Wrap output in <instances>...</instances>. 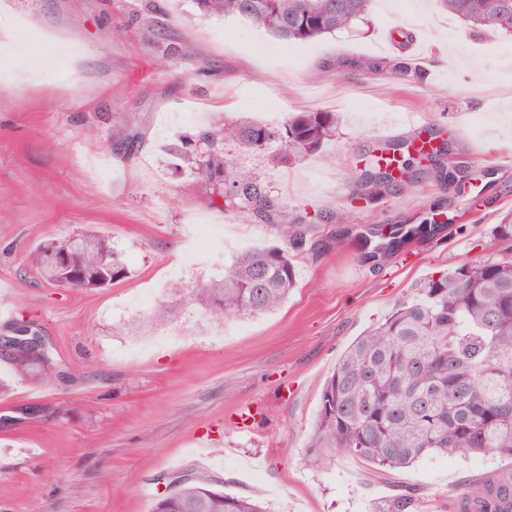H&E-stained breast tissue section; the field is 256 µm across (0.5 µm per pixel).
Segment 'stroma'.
Returning a JSON list of instances; mask_svg holds the SVG:
<instances>
[{
  "mask_svg": "<svg viewBox=\"0 0 512 512\" xmlns=\"http://www.w3.org/2000/svg\"><path fill=\"white\" fill-rule=\"evenodd\" d=\"M0 311L35 320L65 376L48 382L0 357V512H151L175 477L269 504L272 512H459L470 483L512 461L431 454L381 471L335 457L314 467L327 379L345 351L427 274L499 259L493 228L512 211V35L473 30L438 0H376L368 25L308 44L253 22L204 17L191 0H0ZM405 29L412 44L388 40ZM397 59L407 76L374 69ZM341 115L313 157L270 163L229 144L272 200L305 225L297 287L278 309L228 318L189 294L237 254L280 245L165 146L227 120L276 126L292 112ZM446 141L459 182L426 170L409 192L354 201L349 176L386 147ZM441 214L442 228L368 257L363 237ZM78 233L111 238L124 276L94 292L55 288L28 255ZM182 304L154 319L173 289ZM135 333H128L129 324Z\"/></svg>",
  "mask_w": 512,
  "mask_h": 512,
  "instance_id": "35a3bbf8",
  "label": "stroma"
}]
</instances>
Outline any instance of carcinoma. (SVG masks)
Instances as JSON below:
<instances>
[{
    "instance_id": "cac0c4a2",
    "label": "carcinoma",
    "mask_w": 512,
    "mask_h": 512,
    "mask_svg": "<svg viewBox=\"0 0 512 512\" xmlns=\"http://www.w3.org/2000/svg\"><path fill=\"white\" fill-rule=\"evenodd\" d=\"M205 16H237L288 42H312L364 22L374 0H193ZM470 28L512 32V0H439ZM335 112L289 115L278 128L231 120L171 148L224 200V211H247L270 224L295 248L304 231L286 205L270 198L261 174L236 170L224 145L262 151L283 147L276 164L317 154L336 135ZM412 181L387 186L361 180L356 197L370 202L384 192H405ZM512 241V212L493 231ZM69 253L93 277L125 266L112 242L100 234L46 241L30 263L49 285L60 286L54 256ZM297 286L288 251L263 247L233 260L220 281L200 280L194 299L218 315H260L279 308ZM20 374L45 380L62 376L51 354L33 359L7 353ZM314 465L335 456L355 457L382 469H402L430 454L494 455L512 459V257L466 261L432 272L410 297L396 303L360 336L326 381L314 432ZM464 512H512V477L492 485L473 483L463 496ZM164 512H269L260 500L211 488L206 478L183 475L172 484Z\"/></svg>"
}]
</instances>
